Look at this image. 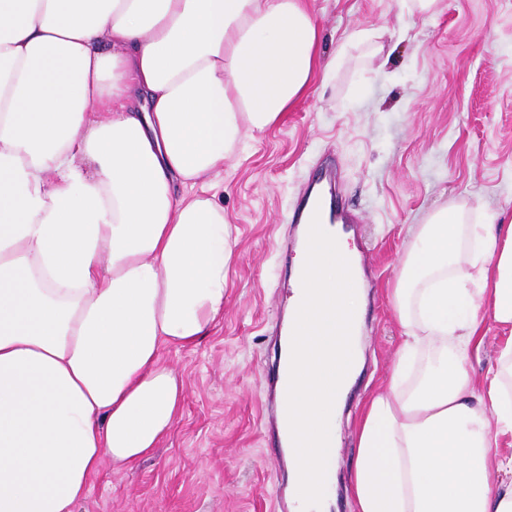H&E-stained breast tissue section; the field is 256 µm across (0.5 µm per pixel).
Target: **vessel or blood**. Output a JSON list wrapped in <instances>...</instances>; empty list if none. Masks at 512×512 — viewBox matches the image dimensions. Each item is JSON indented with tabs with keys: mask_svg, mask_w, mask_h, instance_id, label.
I'll list each match as a JSON object with an SVG mask.
<instances>
[{
	"mask_svg": "<svg viewBox=\"0 0 512 512\" xmlns=\"http://www.w3.org/2000/svg\"><path fill=\"white\" fill-rule=\"evenodd\" d=\"M326 217L328 224L350 225L360 223L359 214L350 211L345 199L338 195L335 164H327L322 176L309 183L288 213L289 224L311 223L314 214Z\"/></svg>",
	"mask_w": 512,
	"mask_h": 512,
	"instance_id": "vessel-or-blood-1",
	"label": "vessel or blood"
}]
</instances>
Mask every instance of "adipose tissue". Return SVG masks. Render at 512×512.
<instances>
[{"instance_id": "adipose-tissue-1", "label": "adipose tissue", "mask_w": 512, "mask_h": 512, "mask_svg": "<svg viewBox=\"0 0 512 512\" xmlns=\"http://www.w3.org/2000/svg\"><path fill=\"white\" fill-rule=\"evenodd\" d=\"M304 0H0V512H73L152 455L185 396L164 350L224 315L226 158L316 74ZM448 200L414 225L403 329L366 401L356 512H512V223ZM485 329V345L480 360L473 358L466 365L470 373L480 382L485 380L489 369L496 368L500 350L509 336H512L509 328L499 326L490 317L487 318Z\"/></svg>"}]
</instances>
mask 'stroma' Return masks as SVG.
Instances as JSON below:
<instances>
[{"label": "stroma", "mask_w": 512, "mask_h": 512, "mask_svg": "<svg viewBox=\"0 0 512 512\" xmlns=\"http://www.w3.org/2000/svg\"><path fill=\"white\" fill-rule=\"evenodd\" d=\"M308 3L322 59L343 58L224 162L217 199L237 239L224 317L195 346L164 354L184 380L183 411L152 457L120 473L103 464L76 512H277L289 500L270 367L292 294L286 218L322 157H336L363 219L350 243L370 272L329 512H354L355 434L396 361L389 290L411 225L451 199L512 219V0H438L426 16L408 0Z\"/></svg>", "instance_id": "stroma-1"}]
</instances>
